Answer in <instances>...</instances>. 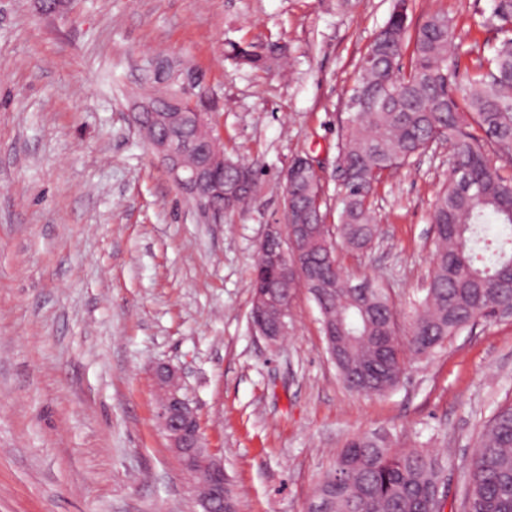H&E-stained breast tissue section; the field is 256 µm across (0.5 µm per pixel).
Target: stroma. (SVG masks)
I'll return each instance as SVG.
<instances>
[{
  "label": "stroma",
  "mask_w": 512,
  "mask_h": 512,
  "mask_svg": "<svg viewBox=\"0 0 512 512\" xmlns=\"http://www.w3.org/2000/svg\"><path fill=\"white\" fill-rule=\"evenodd\" d=\"M393 0H0V512H200L154 413L152 369L179 368L237 493V512H307L348 439L391 432L449 452L458 508L481 424L512 401V318L478 321L378 397L347 390L304 290L287 338L251 326L252 272L284 219L282 171H320L342 208L337 143L358 63ZM490 0H411L457 20L472 75ZM279 42L288 68L227 58ZM201 72L224 149L260 172L245 211L206 218L143 141L132 103L154 58ZM440 145L390 171L378 239L336 256L388 288L399 318L425 294Z\"/></svg>",
  "instance_id": "obj_1"
}]
</instances>
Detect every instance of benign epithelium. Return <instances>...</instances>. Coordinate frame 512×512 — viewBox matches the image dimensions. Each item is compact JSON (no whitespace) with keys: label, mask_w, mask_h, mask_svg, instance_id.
I'll return each mask as SVG.
<instances>
[{"label":"benign epithelium","mask_w":512,"mask_h":512,"mask_svg":"<svg viewBox=\"0 0 512 512\" xmlns=\"http://www.w3.org/2000/svg\"><path fill=\"white\" fill-rule=\"evenodd\" d=\"M201 77L194 70L181 76V93L154 111L153 101L140 99L133 113L144 141L162 161L172 181L206 215L220 222L224 211L216 201L234 193L239 184L224 183V142L210 125L201 92ZM194 120L199 139H186L181 127ZM264 239L278 243L269 266L282 275L299 273L297 253L288 248V225H267ZM157 392L155 419L180 466L196 468L193 492L201 512H224V464L209 448L196 406L183 393L181 372L161 364L153 373Z\"/></svg>","instance_id":"obj_1"}]
</instances>
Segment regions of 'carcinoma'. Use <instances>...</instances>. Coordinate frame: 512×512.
<instances>
[{
	"label": "carcinoma",
	"instance_id": "obj_1",
	"mask_svg": "<svg viewBox=\"0 0 512 512\" xmlns=\"http://www.w3.org/2000/svg\"><path fill=\"white\" fill-rule=\"evenodd\" d=\"M486 23L503 38L487 46L467 81L458 80L453 49L456 20L446 13L427 16L410 29L407 0H395L386 23L367 46L355 88L361 105L349 113L338 158L351 168L338 224H325L321 200L308 171L298 170L288 187V223L314 230L296 241L325 288H310L321 318L341 327L336 369L357 394L383 396L401 383L407 354L427 357L445 341L498 316L512 303V173L499 160L512 159V0H491ZM277 44L230 45L229 56L255 69L281 64ZM408 64H403V59ZM180 91L172 75L159 88L151 81L145 97ZM481 135H476L475 131ZM451 150V176L432 205V270L426 294L407 316V334L397 332V311L385 285L365 279L353 287L335 257V248L363 253L374 245L377 216L373 185L432 145ZM252 180L224 211L247 206L256 196ZM500 226L489 237L486 224ZM297 284L271 289L276 305L267 317L285 313ZM448 460L414 444L400 445L388 433L351 438L315 492L323 512H444L443 479ZM463 487L461 512H512V404L485 421Z\"/></svg>",
	"mask_w": 512,
	"mask_h": 512
}]
</instances>
